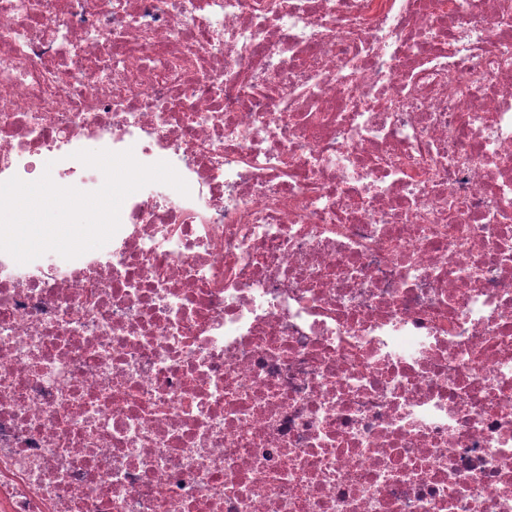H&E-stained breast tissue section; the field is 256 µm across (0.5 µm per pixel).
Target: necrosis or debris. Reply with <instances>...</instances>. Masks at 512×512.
Instances as JSON below:
<instances>
[{
	"label": "necrosis or debris",
	"instance_id": "necrosis-or-debris-1",
	"mask_svg": "<svg viewBox=\"0 0 512 512\" xmlns=\"http://www.w3.org/2000/svg\"><path fill=\"white\" fill-rule=\"evenodd\" d=\"M170 163L0 252V512H512V0H0V181Z\"/></svg>",
	"mask_w": 512,
	"mask_h": 512
}]
</instances>
